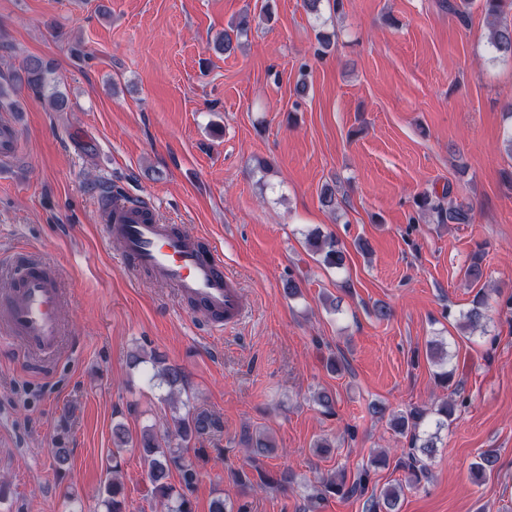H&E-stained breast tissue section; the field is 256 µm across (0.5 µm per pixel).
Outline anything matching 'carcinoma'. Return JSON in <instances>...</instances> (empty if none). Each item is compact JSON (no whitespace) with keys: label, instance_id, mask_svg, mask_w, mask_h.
Masks as SVG:
<instances>
[{"label":"carcinoma","instance_id":"obj_1","mask_svg":"<svg viewBox=\"0 0 512 512\" xmlns=\"http://www.w3.org/2000/svg\"><path fill=\"white\" fill-rule=\"evenodd\" d=\"M485 11L487 24L490 29L489 39L492 46L499 52L512 55V0H480ZM248 24L240 22L231 24L220 33L212 42V50L226 53L233 49L234 43L247 34ZM49 70L39 58L31 57L26 60L21 71L0 81V104L13 107L17 85H26L36 94H41L48 83ZM451 188L443 190L442 195L425 191L419 194L414 201L416 208L434 217L438 224H469L472 221V209L469 205L455 203L449 199ZM311 251L319 256V261L326 267L341 269L345 266L346 254L336 238L323 236L312 232L307 237ZM484 253L477 251L470 256L465 269L466 280L475 285L484 275ZM461 329L475 331L485 326L488 319L487 302L482 295H477L472 306L461 315ZM427 359L440 366L437 373L439 382L449 385L453 381L454 372L449 368L450 358L448 352L441 344H432L427 351ZM150 379L159 380L169 389V395L181 391L186 381L184 371L171 364L155 362V368ZM467 400L450 396L434 410L435 419L429 418V412L421 407L414 406L395 415L391 422L392 430L401 436L409 438L410 451L407 460L399 461V467L404 472V482L391 484L379 492L371 493L367 499L365 512H396L399 506L403 486L418 487L428 479L429 470L426 460L434 452V435L428 433L429 424H435L440 429L453 420ZM223 430L221 419L204 410L187 409L183 413L171 417V435L158 437L152 430L145 429L138 435H132L123 425L112 427V476L106 478L100 493V504L103 512H130V504L123 484L117 474L121 469L120 453L129 445L137 447L142 458L148 466L149 479L153 495L164 507L165 512H194L190 493L197 479L193 464L185 458V451L190 443L206 438L211 434ZM251 452V467L254 476L245 472H234L232 476L237 485L243 490L250 489H280L288 490L292 480L290 471L283 469L272 473L265 469L264 459L270 458L278 452L275 442L263 433L246 435L243 437ZM497 462V455L492 451H485L479 456V461L472 466L471 474L475 481H481L486 473L493 470ZM180 475V487L170 482L172 471ZM368 471L360 473L358 478L347 484L345 479L322 478L318 484L312 486V493L307 496L311 507H316L327 494L354 495L364 494L367 490Z\"/></svg>","mask_w":512,"mask_h":512}]
</instances>
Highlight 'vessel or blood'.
I'll return each instance as SVG.
<instances>
[{"instance_id":"vessel-or-blood-1","label":"vessel or blood","mask_w":512,"mask_h":512,"mask_svg":"<svg viewBox=\"0 0 512 512\" xmlns=\"http://www.w3.org/2000/svg\"><path fill=\"white\" fill-rule=\"evenodd\" d=\"M98 219L107 236L121 243L122 263L175 288L210 334L223 335L244 320L239 283L203 236L163 223L144 197L99 205ZM19 267L9 287L0 290V343L18 347L20 356L43 365L59 355L69 337L61 317L66 293L46 261L23 255Z\"/></svg>"}]
</instances>
